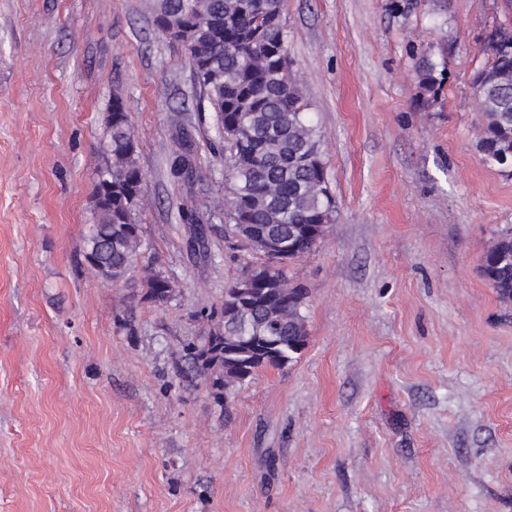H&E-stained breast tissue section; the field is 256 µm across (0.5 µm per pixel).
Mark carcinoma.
Segmentation results:
<instances>
[{"label":"carcinoma","mask_w":512,"mask_h":512,"mask_svg":"<svg viewBox=\"0 0 512 512\" xmlns=\"http://www.w3.org/2000/svg\"><path fill=\"white\" fill-rule=\"evenodd\" d=\"M153 24L163 36L191 50L192 86L198 103L212 112L215 141L224 148L229 200L224 222L231 232L244 225L274 224L296 248L294 260L310 253L319 238L310 224H330L336 201L328 186L322 136L308 115V103L296 75L283 81L288 56V31L283 0H154ZM492 61L473 77V89L485 118L478 150L484 162L512 175V28L498 26L488 34ZM419 87L435 89V64L422 59ZM107 116L104 165L97 171L95 224L86 238L85 258L91 275L116 285L150 250L136 215L144 205L146 174L142 170L131 113L115 95ZM192 150L177 137L171 145L170 172L183 178L192 172ZM246 273L265 279V288H241L242 279L225 291L224 324L239 313L233 297L241 293L253 307L252 321L267 324L251 344L237 339L241 330L213 332L192 353L203 377L218 374L219 389L241 387L265 367L283 368L298 358L307 343V316L294 310L306 290L288 282L285 269L269 270L264 250ZM481 272L503 300L512 299V227L503 229L484 257ZM146 295L166 301L174 284L163 272L144 268Z\"/></svg>","instance_id":"1"}]
</instances>
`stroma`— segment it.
Here are the masks:
<instances>
[{"label": "stroma", "mask_w": 512, "mask_h": 512, "mask_svg": "<svg viewBox=\"0 0 512 512\" xmlns=\"http://www.w3.org/2000/svg\"><path fill=\"white\" fill-rule=\"evenodd\" d=\"M152 0H0V512H512V302L480 273L512 177L476 148L473 75L501 0H284L334 222L291 262L298 359L218 397L190 359L251 250L224 237L225 157ZM431 58L445 79L423 94ZM157 270L84 259L113 96ZM198 148L168 154L172 110ZM204 220L206 248L191 251ZM170 172L175 178L189 175L193 169L191 145L182 136L173 140L171 145ZM143 283V286L147 288V297L156 302L166 301L174 288L169 277L149 265L144 268Z\"/></svg>", "instance_id": "1"}]
</instances>
